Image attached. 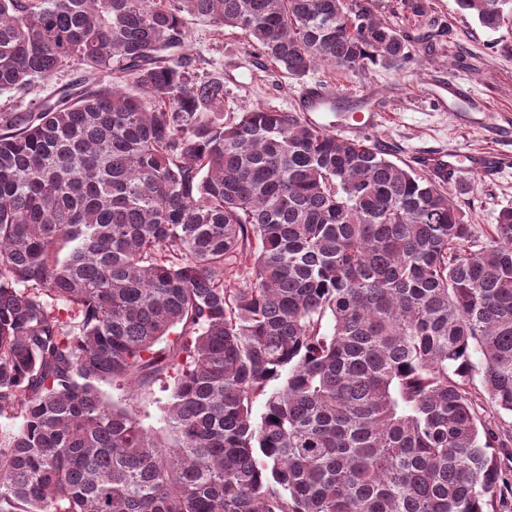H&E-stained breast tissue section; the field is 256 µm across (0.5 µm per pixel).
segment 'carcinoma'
<instances>
[{
    "label": "carcinoma",
    "mask_w": 512,
    "mask_h": 512,
    "mask_svg": "<svg viewBox=\"0 0 512 512\" xmlns=\"http://www.w3.org/2000/svg\"><path fill=\"white\" fill-rule=\"evenodd\" d=\"M187 15L292 76L412 58L347 0H0V91L80 70L0 114V512H491L512 206L480 231L376 144L225 111ZM132 382L162 433L100 390ZM156 383L150 388L131 391L127 386L119 387L115 384H102L101 390L105 398L117 404L124 405L130 402L137 410L141 423L149 429L160 432L163 423V408L170 395V389ZM166 390V391H165Z\"/></svg>",
    "instance_id": "1"
}]
</instances>
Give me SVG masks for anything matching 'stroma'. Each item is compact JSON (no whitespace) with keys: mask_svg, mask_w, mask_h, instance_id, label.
Wrapping results in <instances>:
<instances>
[{"mask_svg":"<svg viewBox=\"0 0 512 512\" xmlns=\"http://www.w3.org/2000/svg\"><path fill=\"white\" fill-rule=\"evenodd\" d=\"M368 6L378 18L398 29L417 56L399 71L379 67L338 69L319 66L294 77L266 60L240 29L219 27L212 20L187 17L189 40L185 53L198 76H222L227 111L265 106L291 111L303 86L319 84L337 97L336 112H316L312 119L336 126L338 135L367 139L385 148L394 162L417 171L431 158L455 151L472 158L492 154L500 159L493 175L464 171L445 182L453 202L468 223H495L501 208L512 205V23L496 31L481 28L460 13L456 0H348ZM75 68H65L27 94L0 91V112H27L60 85ZM468 89L486 107L472 103L443 104L433 97L442 82ZM379 103V124L355 127L354 118ZM107 400L134 405L141 423L158 431L169 393L162 384L132 390L102 385Z\"/></svg>","mask_w":512,"mask_h":512,"instance_id":"35a3bbf8","label":"stroma"}]
</instances>
